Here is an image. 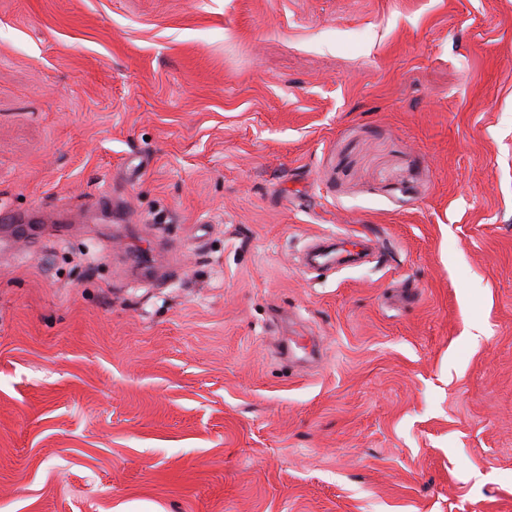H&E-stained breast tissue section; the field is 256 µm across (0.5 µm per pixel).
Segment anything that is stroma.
Returning <instances> with one entry per match:
<instances>
[{
  "label": "stroma",
  "mask_w": 512,
  "mask_h": 512,
  "mask_svg": "<svg viewBox=\"0 0 512 512\" xmlns=\"http://www.w3.org/2000/svg\"><path fill=\"white\" fill-rule=\"evenodd\" d=\"M1 204L0 512H512V0H0ZM360 238L361 236H357L355 240L347 238L354 243V250H338L336 249V243L339 240V236L336 235V238L332 236L328 239L327 245L313 253L312 260L317 264H334L336 261L349 264L355 263L361 257L365 247V240Z\"/></svg>",
  "instance_id": "stroma-1"
}]
</instances>
